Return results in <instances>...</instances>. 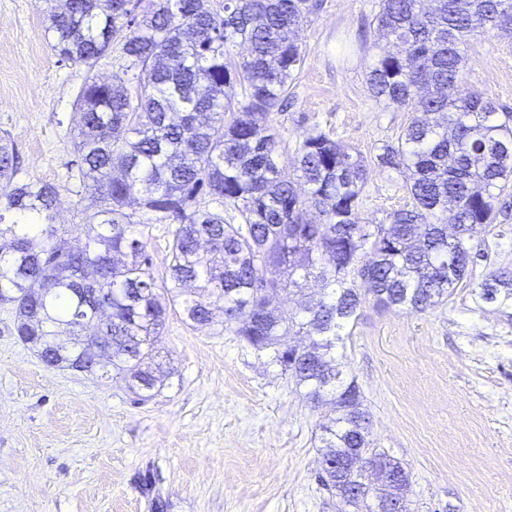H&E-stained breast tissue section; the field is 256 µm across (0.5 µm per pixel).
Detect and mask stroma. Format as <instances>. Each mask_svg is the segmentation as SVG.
<instances>
[{
	"label": "stroma",
	"instance_id": "35a3bbf8",
	"mask_svg": "<svg viewBox=\"0 0 512 512\" xmlns=\"http://www.w3.org/2000/svg\"><path fill=\"white\" fill-rule=\"evenodd\" d=\"M376 0H324L303 33L305 60L272 124L288 162L323 132L370 162L364 221L409 201L402 176L374 158L414 114L369 95L384 44L365 32ZM83 65L51 51L38 0H0V132L23 176L60 188L58 223L94 208L71 180L75 95ZM464 84L512 110V35L472 40ZM171 224L144 239L164 287ZM512 269V220L490 225L469 286L435 309L377 306L336 358L357 383L376 451L410 473V512H512V309L480 300L493 270ZM165 376L139 398L120 377L45 364L0 307V512H338L317 481L325 412L223 326L191 327L169 312L155 348Z\"/></svg>",
	"mask_w": 512,
	"mask_h": 512
}]
</instances>
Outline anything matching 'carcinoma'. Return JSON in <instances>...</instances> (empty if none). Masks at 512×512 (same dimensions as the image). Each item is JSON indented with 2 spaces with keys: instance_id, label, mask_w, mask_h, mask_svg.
<instances>
[{
  "instance_id": "obj_1",
  "label": "carcinoma",
  "mask_w": 512,
  "mask_h": 512,
  "mask_svg": "<svg viewBox=\"0 0 512 512\" xmlns=\"http://www.w3.org/2000/svg\"><path fill=\"white\" fill-rule=\"evenodd\" d=\"M52 51L81 64L73 145L78 182L96 208L77 224L57 223L60 192L19 177L18 150L0 135V305L14 312L20 339L54 367L93 374L95 337L132 387L161 380L154 348L169 308L195 326L221 322L270 364L307 388L314 408L329 404L318 481L356 512L377 504L354 499L360 472L341 473L353 448L371 451L361 392L336 363V342L358 320L354 288L367 265L377 304L424 312L470 275L482 230L498 221L496 201L512 181V111L461 85L466 46L475 33L512 32V0H377L371 25L401 46L367 74L370 96L416 116L377 165L405 177L412 203L379 224L362 221L368 165L320 132L294 159L295 184L282 178L284 157L271 133L302 68L301 32L323 0H39ZM247 46L232 66L226 50ZM117 50L112 80L94 72ZM135 84L129 89L128 84ZM206 197L236 214L202 206ZM174 222L163 302L149 272L141 221L131 203ZM322 221L307 220V208ZM84 235V245L65 237ZM310 280L318 301L294 314L274 307ZM86 289L77 316L73 289ZM486 303L512 302V271L478 284ZM304 339L291 355L288 337ZM393 480L376 500L403 497L410 475L390 463Z\"/></svg>"
}]
</instances>
